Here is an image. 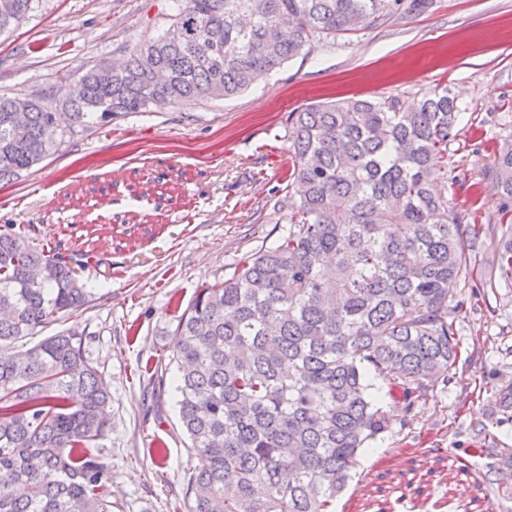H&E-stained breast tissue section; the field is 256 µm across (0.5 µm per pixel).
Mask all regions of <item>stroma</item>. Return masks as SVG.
Instances as JSON below:
<instances>
[{
    "label": "stroma",
    "instance_id": "obj_1",
    "mask_svg": "<svg viewBox=\"0 0 512 512\" xmlns=\"http://www.w3.org/2000/svg\"><path fill=\"white\" fill-rule=\"evenodd\" d=\"M176 0H32L0 35V95L64 101L85 68L155 37ZM448 87L462 111L448 147L449 199L487 227L476 255L495 258L502 197L482 171L512 139V0H434L417 16L337 36L230 100L187 99L120 117L67 140L0 183V225L25 224L36 243L91 251L80 276L88 305L44 328L82 332L110 390L112 512H169L200 464L188 449L173 374L150 383L177 317L198 288L286 233L293 157L288 115L312 102L397 96L416 104ZM460 358L447 384L414 408L372 378L391 417L366 448L336 512H512L493 451L512 448V286L456 322Z\"/></svg>",
    "mask_w": 512,
    "mask_h": 512
}]
</instances>
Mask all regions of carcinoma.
I'll list each match as a JSON object with an SVG mask.
<instances>
[{"label":"carcinoma","instance_id":"obj_1","mask_svg":"<svg viewBox=\"0 0 512 512\" xmlns=\"http://www.w3.org/2000/svg\"><path fill=\"white\" fill-rule=\"evenodd\" d=\"M171 24L102 60L62 103L31 96L24 120L0 98V182L67 139L156 102L230 99L330 38L373 29L432 0H179ZM31 0H0V33ZM460 112L448 88L413 108L398 97L309 104L288 115L295 193L288 232L199 289L178 317L179 416L201 464L188 512H335L366 443L390 428L369 372L407 407L448 382L465 287L486 298L473 252L484 227L448 200ZM505 199L497 252L512 283V142L484 169ZM18 224L0 226V512H112L101 441L109 398L82 333L22 341L89 303L77 270Z\"/></svg>","mask_w":512,"mask_h":512}]
</instances>
